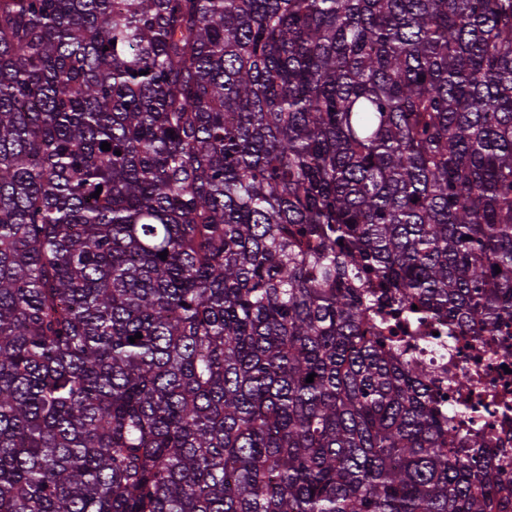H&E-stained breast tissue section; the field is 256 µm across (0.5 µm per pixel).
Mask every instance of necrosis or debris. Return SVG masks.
<instances>
[{
    "instance_id": "necrosis-or-debris-1",
    "label": "necrosis or debris",
    "mask_w": 512,
    "mask_h": 512,
    "mask_svg": "<svg viewBox=\"0 0 512 512\" xmlns=\"http://www.w3.org/2000/svg\"><path fill=\"white\" fill-rule=\"evenodd\" d=\"M409 354L432 373L431 389L439 410L455 414V425L462 437L485 436L489 447L512 446V412L507 415L477 411L460 416L469 405L467 391L456 389L454 382L462 376L472 377L494 388L512 386V336H452L448 319L440 316L405 327Z\"/></svg>"
}]
</instances>
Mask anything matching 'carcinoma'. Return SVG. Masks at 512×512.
<instances>
[{
  "label": "carcinoma",
  "instance_id": "obj_1",
  "mask_svg": "<svg viewBox=\"0 0 512 512\" xmlns=\"http://www.w3.org/2000/svg\"><path fill=\"white\" fill-rule=\"evenodd\" d=\"M384 306L512 325V0H0V512H512Z\"/></svg>",
  "mask_w": 512,
  "mask_h": 512
}]
</instances>
